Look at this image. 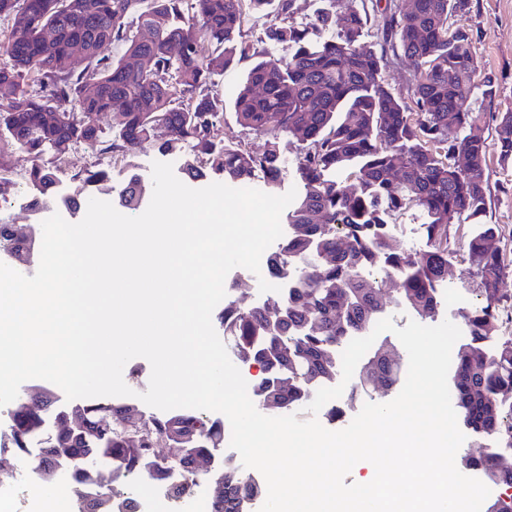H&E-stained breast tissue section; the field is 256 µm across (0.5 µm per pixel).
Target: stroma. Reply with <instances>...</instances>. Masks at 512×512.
Here are the masks:
<instances>
[{
    "instance_id": "obj_1",
    "label": "stroma",
    "mask_w": 512,
    "mask_h": 512,
    "mask_svg": "<svg viewBox=\"0 0 512 512\" xmlns=\"http://www.w3.org/2000/svg\"><path fill=\"white\" fill-rule=\"evenodd\" d=\"M463 25L474 35V52L483 75L491 77L498 86L493 101L477 103L475 114L489 141H496L499 116L512 111V0H473V8L462 17ZM9 167L6 178L15 182L6 200H0V220L13 224L18 232H25L36 218L22 201L23 175L30 166L28 156L17 149L6 148ZM486 184V211L478 219L454 222L448 240V289L443 299L441 319L455 320L459 310L481 307L472 277L464 260L463 244L468 236L494 227L495 242L504 258L502 293L505 297L499 314V336L512 338V165L501 164L497 155H490ZM392 222L393 247L398 251L419 252L427 247L426 218L417 207L397 213Z\"/></svg>"
}]
</instances>
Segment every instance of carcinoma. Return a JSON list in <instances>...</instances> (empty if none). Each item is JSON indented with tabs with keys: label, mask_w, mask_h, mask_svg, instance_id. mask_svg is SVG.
<instances>
[{
	"label": "carcinoma",
	"mask_w": 512,
	"mask_h": 512,
	"mask_svg": "<svg viewBox=\"0 0 512 512\" xmlns=\"http://www.w3.org/2000/svg\"><path fill=\"white\" fill-rule=\"evenodd\" d=\"M315 22H292L295 0H0L7 39L0 47V84L12 96L0 102V143L26 152L27 207L46 213L77 209L78 198L115 193L126 211L140 210L147 188L128 159L143 150L162 157L177 147L189 150L181 173L192 180L210 174L229 184L260 180L275 186L285 167L284 135L300 141L296 172L303 192L286 211L288 237L269 255L268 266L286 269V294L261 304L231 301L218 314L230 352L239 363L258 367L252 401L301 414L322 387L341 371L337 348L374 326L389 312L382 288L398 278L391 303L421 318L439 310V285L448 278L450 219L467 221L485 211V192L469 170L486 171L490 152L512 162V111L500 118L496 142L485 137L474 116L477 98L492 100L498 86L478 69L473 34L457 24L472 0H412V6L385 12L377 26L383 45L411 67L413 96L401 100L386 78L387 57L364 46L371 16L357 0H325ZM275 18L264 37L243 40L252 17ZM54 31L44 38L46 29ZM288 45V58L269 55L266 42ZM82 53L74 54L75 45ZM182 46L174 55L171 48ZM118 45L121 54L103 53ZM144 66L133 68L128 60ZM253 60L233 109L243 130L264 139L260 152L224 140V97L218 79L243 59ZM96 92L86 93L88 83ZM111 118L109 132L99 127ZM172 138L160 141L155 128ZM75 146L112 163H124L123 184L110 186L112 170L99 162L74 175L77 190L62 192L56 171ZM347 171L360 192L347 191L336 174ZM410 206L427 218L428 249L392 248L390 219ZM472 276L483 306L458 316L465 339L456 347L449 387L456 393L459 423L492 448L462 457L461 469L478 472L499 488L486 512H512V466L501 450H512V338L500 341L498 309L503 296V263L494 228L467 239ZM35 247L0 224V262L20 271ZM333 257L314 264L316 254ZM377 275V285L366 275ZM403 355L387 339L356 366L351 393L367 396L378 386L395 389L404 379ZM112 411V428L93 431L99 415ZM9 446L30 469L52 482L67 473L90 498L89 512H124L113 484L143 474L153 484L171 482L169 466L154 449L169 448L177 465L197 479L220 486L211 492L215 512H254L266 498L264 478L244 473L227 457L204 477L197 461L224 447V424L188 411L165 416L133 402L74 403L55 407L53 394L33 386L6 412ZM84 418L89 426L49 430L56 420ZM39 452L29 455L33 441ZM108 462L107 471L99 468Z\"/></svg>",
	"instance_id": "cac0c4a2"
}]
</instances>
